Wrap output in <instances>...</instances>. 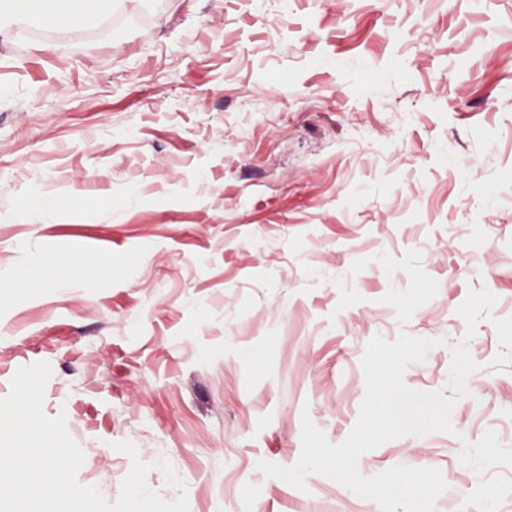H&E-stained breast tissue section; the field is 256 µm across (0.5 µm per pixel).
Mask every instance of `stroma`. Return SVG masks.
Instances as JSON below:
<instances>
[{"mask_svg": "<svg viewBox=\"0 0 512 512\" xmlns=\"http://www.w3.org/2000/svg\"><path fill=\"white\" fill-rule=\"evenodd\" d=\"M114 2L52 42L0 37V268L39 259L34 289L0 275V398L49 363L43 410L110 503L129 440L170 459L189 512H380L257 464L298 461L305 412L348 436L374 336L446 339L404 374L421 391L465 339L456 435L358 462L437 468L436 512L465 506L463 442L512 447V364H492L512 316V0H293L273 24L252 0ZM483 287L498 301L470 338L457 308Z\"/></svg>", "mask_w": 512, "mask_h": 512, "instance_id": "stroma-1", "label": "stroma"}]
</instances>
